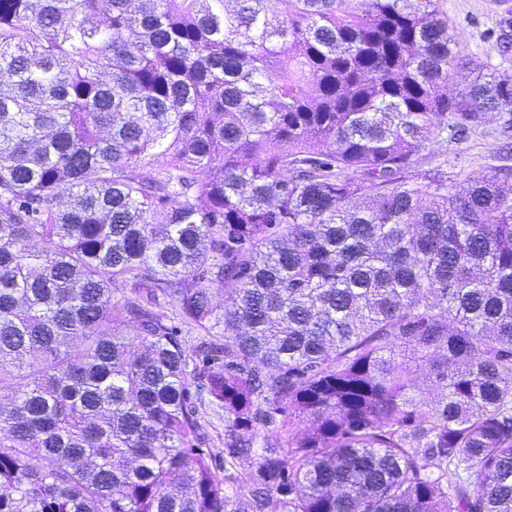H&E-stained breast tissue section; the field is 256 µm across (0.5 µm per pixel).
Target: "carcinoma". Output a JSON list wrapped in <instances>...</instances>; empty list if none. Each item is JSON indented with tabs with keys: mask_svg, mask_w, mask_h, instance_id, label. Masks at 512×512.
I'll use <instances>...</instances> for the list:
<instances>
[{
	"mask_svg": "<svg viewBox=\"0 0 512 512\" xmlns=\"http://www.w3.org/2000/svg\"><path fill=\"white\" fill-rule=\"evenodd\" d=\"M507 107L443 0H0V512H512V169L415 170ZM197 420L204 433L201 447L207 448L213 463H219L224 460V420L218 419L207 406L198 408Z\"/></svg>",
	"mask_w": 512,
	"mask_h": 512,
	"instance_id": "obj_1",
	"label": "carcinoma"
}]
</instances>
